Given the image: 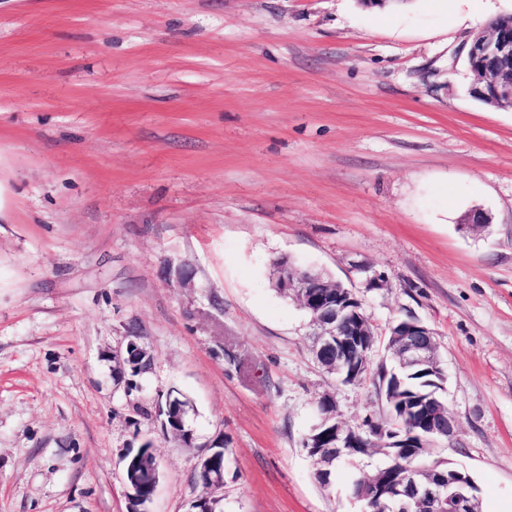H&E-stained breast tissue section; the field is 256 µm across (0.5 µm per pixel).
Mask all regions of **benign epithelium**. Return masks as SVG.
<instances>
[{
    "mask_svg": "<svg viewBox=\"0 0 512 512\" xmlns=\"http://www.w3.org/2000/svg\"><path fill=\"white\" fill-rule=\"evenodd\" d=\"M470 62L486 64L482 70L473 71L474 94L486 97L499 107H512V18L501 16L492 21L486 31L475 36L466 46ZM282 286L296 282L300 305L311 313L312 349L322 356L336 355V373L349 372L344 361L345 353L356 350L363 356L374 349L377 337L370 322L353 318L349 303L356 300L352 290L332 278L324 279L321 273L288 267V261L277 262ZM390 335L398 340V363L403 368L429 367L438 379L446 380L438 358L434 332L419 320H405L391 328ZM411 412L409 422L426 435L424 447L432 446L439 439L451 440L458 432V421L450 412L433 411L419 405ZM356 445L355 436L336 422L335 444L325 448L329 455H340L345 448ZM358 500L364 503L363 512H481L480 500L472 491L469 481L455 466L448 467V476L433 480L420 478L411 471L406 480L393 484L365 483Z\"/></svg>",
    "mask_w": 512,
    "mask_h": 512,
    "instance_id": "obj_1",
    "label": "benign epithelium"
}]
</instances>
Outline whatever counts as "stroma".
<instances>
[{"mask_svg": "<svg viewBox=\"0 0 512 512\" xmlns=\"http://www.w3.org/2000/svg\"><path fill=\"white\" fill-rule=\"evenodd\" d=\"M512 0H0V512H127L121 458L151 438L149 512H362L303 442L333 395L355 426L371 383L315 363L274 263L352 288L377 333L432 328L483 512H512V109L471 94L461 48ZM481 211L484 227L467 216ZM381 278L368 287L367 273ZM153 357L128 393L112 355ZM232 350L246 365L224 358ZM191 400L184 448L133 407ZM226 443L223 440H219L211 445L208 451L201 456V462H205L203 465L200 464L208 473L212 475V477H216L223 473L225 474L226 468V451L225 448ZM207 472H196L197 480L205 487L209 488V485L206 483L209 481V475Z\"/></svg>", "mask_w": 512, "mask_h": 512, "instance_id": "stroma-1", "label": "stroma"}]
</instances>
